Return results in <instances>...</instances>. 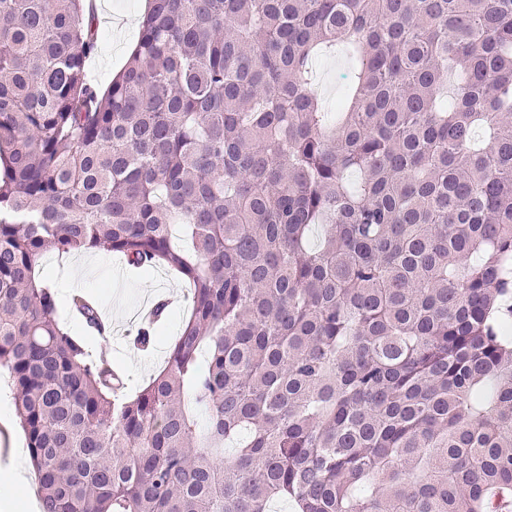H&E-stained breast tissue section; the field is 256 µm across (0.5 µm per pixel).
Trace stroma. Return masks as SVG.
<instances>
[{
    "label": "stroma",
    "instance_id": "35a3bbf8",
    "mask_svg": "<svg viewBox=\"0 0 512 512\" xmlns=\"http://www.w3.org/2000/svg\"><path fill=\"white\" fill-rule=\"evenodd\" d=\"M145 0H103L99 10L102 33L97 53L87 62V72L95 82L106 85L128 60L136 43L138 21L144 12ZM344 61L328 55L313 63L314 89L327 111H335L344 86L339 72ZM88 262L85 277L74 279L73 270ZM42 278L57 285L61 306L72 334L81 339L93 353L105 355L113 366L127 377L130 391H138L149 377L159 370L174 337L187 315L184 281L173 272L160 267L133 269L125 267L106 249H98L58 260L45 257L40 266ZM81 294L91 300L101 317L110 319L112 332L101 337L88 329L73 311L71 294ZM174 298L165 320L156 328L151 349L141 351L130 341L137 323L135 313L147 300L157 296ZM13 388L6 373H0V468L8 465L12 456L26 453L24 433L20 427Z\"/></svg>",
    "mask_w": 512,
    "mask_h": 512
}]
</instances>
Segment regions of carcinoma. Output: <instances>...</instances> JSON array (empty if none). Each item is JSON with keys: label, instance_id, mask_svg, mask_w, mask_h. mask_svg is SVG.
I'll use <instances>...</instances> for the list:
<instances>
[{"label": "carcinoma", "instance_id": "cac0c4a2", "mask_svg": "<svg viewBox=\"0 0 512 512\" xmlns=\"http://www.w3.org/2000/svg\"><path fill=\"white\" fill-rule=\"evenodd\" d=\"M84 12L0 0V369L42 512H500L512 0H148L103 91ZM101 247L190 285L134 396L39 273ZM344 60L339 56H322L313 63L314 89L321 98L326 110L334 112L344 92V85L339 80V72Z\"/></svg>", "mask_w": 512, "mask_h": 512}]
</instances>
